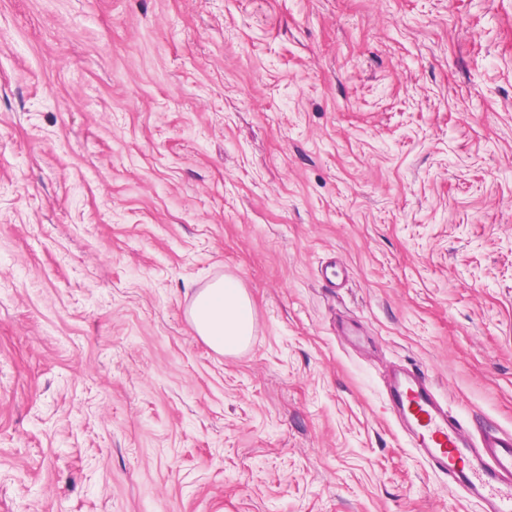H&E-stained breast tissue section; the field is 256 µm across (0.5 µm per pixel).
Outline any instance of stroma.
Here are the masks:
<instances>
[{
  "label": "stroma",
  "instance_id": "35a3bbf8",
  "mask_svg": "<svg viewBox=\"0 0 512 512\" xmlns=\"http://www.w3.org/2000/svg\"><path fill=\"white\" fill-rule=\"evenodd\" d=\"M400 367L512 428V0H0V512H480ZM187 317L202 340L223 355L246 348L256 326L250 296L238 280L226 276L195 293Z\"/></svg>",
  "mask_w": 512,
  "mask_h": 512
}]
</instances>
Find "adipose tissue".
Returning <instances> with one entry per match:
<instances>
[{"label":"adipose tissue","mask_w":512,"mask_h":512,"mask_svg":"<svg viewBox=\"0 0 512 512\" xmlns=\"http://www.w3.org/2000/svg\"><path fill=\"white\" fill-rule=\"evenodd\" d=\"M187 317L202 340L223 355L246 348L256 326L248 293L238 280L226 276L209 282L195 293Z\"/></svg>","instance_id":"ef3b65f1"}]
</instances>
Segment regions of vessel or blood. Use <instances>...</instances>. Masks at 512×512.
I'll return each instance as SVG.
<instances>
[{
  "mask_svg": "<svg viewBox=\"0 0 512 512\" xmlns=\"http://www.w3.org/2000/svg\"><path fill=\"white\" fill-rule=\"evenodd\" d=\"M392 414L415 448L450 486L477 500L482 512H512V430L470 428L439 403L424 371L395 376L388 389Z\"/></svg>",
  "mask_w": 512,
  "mask_h": 512,
  "instance_id": "1",
  "label": "vessel or blood"
}]
</instances>
